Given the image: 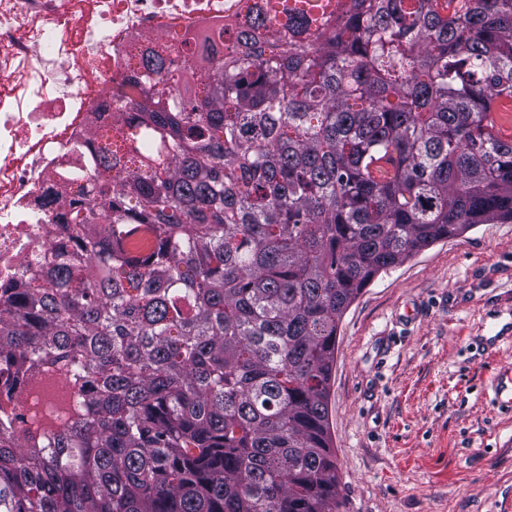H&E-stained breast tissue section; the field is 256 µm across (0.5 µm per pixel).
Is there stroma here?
<instances>
[{
    "label": "stroma",
    "mask_w": 512,
    "mask_h": 512,
    "mask_svg": "<svg viewBox=\"0 0 512 512\" xmlns=\"http://www.w3.org/2000/svg\"><path fill=\"white\" fill-rule=\"evenodd\" d=\"M512 221L379 274L342 318L328 393L340 512H512Z\"/></svg>",
    "instance_id": "obj_1"
}]
</instances>
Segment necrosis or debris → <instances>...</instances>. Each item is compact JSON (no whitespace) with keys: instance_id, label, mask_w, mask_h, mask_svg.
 I'll list each match as a JSON object with an SVG mask.
<instances>
[{"instance_id":"necrosis-or-debris-1","label":"necrosis or debris","mask_w":512,"mask_h":512,"mask_svg":"<svg viewBox=\"0 0 512 512\" xmlns=\"http://www.w3.org/2000/svg\"><path fill=\"white\" fill-rule=\"evenodd\" d=\"M261 0H0V288L48 269L63 217L104 180L95 154L122 121L117 91L143 53L174 69L222 68L214 32Z\"/></svg>"}]
</instances>
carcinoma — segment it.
I'll return each mask as SVG.
<instances>
[{"label": "carcinoma", "mask_w": 512, "mask_h": 512, "mask_svg": "<svg viewBox=\"0 0 512 512\" xmlns=\"http://www.w3.org/2000/svg\"><path fill=\"white\" fill-rule=\"evenodd\" d=\"M139 65L98 221L0 290V512H338L344 313L512 220V0H264L222 71Z\"/></svg>", "instance_id": "obj_1"}]
</instances>
